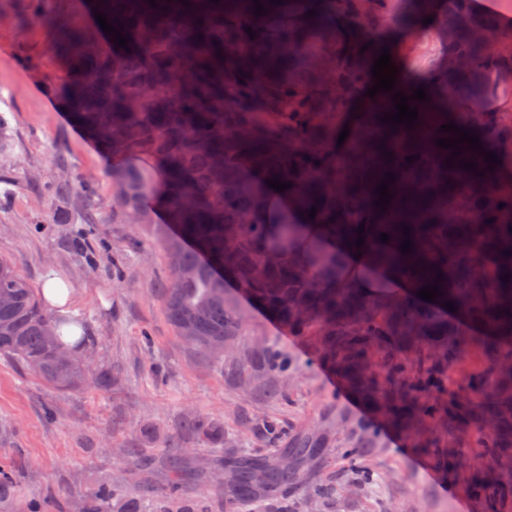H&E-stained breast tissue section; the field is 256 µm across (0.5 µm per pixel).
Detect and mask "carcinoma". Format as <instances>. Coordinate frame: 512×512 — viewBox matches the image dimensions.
Returning a JSON list of instances; mask_svg holds the SVG:
<instances>
[{
    "label": "carcinoma",
    "instance_id": "cac0c4a2",
    "mask_svg": "<svg viewBox=\"0 0 512 512\" xmlns=\"http://www.w3.org/2000/svg\"><path fill=\"white\" fill-rule=\"evenodd\" d=\"M53 2L28 0L32 19L55 28L64 65L61 82L48 90L116 163L112 223L130 217L162 245L169 276L161 299L176 335L220 361L217 346L245 335L244 297L296 335L317 337L323 359L391 424L411 430L446 409L448 422L477 426L484 454L507 458L512 372L502 367L512 362V114L455 111L457 101L483 96L480 74L492 59L502 60L501 83H512L507 30L487 42V21L470 16L466 0H260L263 16L252 0H156L154 8L149 0H78L107 14L114 28L125 27L124 49L98 23L53 11ZM311 10L315 16L306 17ZM425 15L447 29L456 71L469 78L437 68L428 100H408L418 110L413 128L393 129L381 122L396 112L391 101L362 103L380 54L362 47L371 27L390 20L410 30ZM449 122L477 135L485 150L504 153L507 170L487 172L484 156L467 143L455 158L436 145L454 138L440 131ZM411 155L419 159L407 161ZM464 156L477 171L458 167ZM389 172L393 197L383 212L376 187ZM272 179L292 187L278 192L267 184ZM314 207L308 223L326 233L345 231L355 240L364 227L366 266L393 271L411 295L355 288L336 252L300 238L295 214ZM404 239L412 252L400 251ZM433 284L442 292L435 301L417 295ZM58 328L30 283L0 257V356L59 390L118 378L91 373L62 346ZM420 344L450 368L478 345L490 371L470 375L464 396L449 399L441 374L422 373L408 396L407 354ZM385 353L394 361L382 387L367 366ZM180 429L224 434L198 415L182 419ZM334 432L329 419L267 457L230 451L225 481L214 491L232 508L287 494L306 482ZM161 458L173 487L196 479L181 450L164 449ZM472 490L495 499L507 486L475 483ZM85 503V512L132 507L104 488Z\"/></svg>",
    "mask_w": 512,
    "mask_h": 512
}]
</instances>
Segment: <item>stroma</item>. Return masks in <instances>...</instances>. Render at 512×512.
<instances>
[{"instance_id": "1", "label": "stroma", "mask_w": 512, "mask_h": 512, "mask_svg": "<svg viewBox=\"0 0 512 512\" xmlns=\"http://www.w3.org/2000/svg\"><path fill=\"white\" fill-rule=\"evenodd\" d=\"M54 41L52 28L30 18L27 0H0V257L36 289L51 269L71 280L90 368L117 370L119 379L58 391L0 357V466L13 473L0 512H84L86 495L102 484L126 486L139 512L203 498L208 512H230L209 493L222 445L267 455L268 425L285 438L336 415L343 437L369 438V447L326 449L306 488L244 512H512V491L492 501L470 488L482 476L512 483L511 460L485 471L468 427L390 425L361 406L315 337L290 334L263 309L243 306L249 356L239 367L207 360L176 336L161 303L168 271L159 245L136 224L83 221L88 186L97 212L112 213V160L46 90L63 76ZM61 178L69 190L48 205ZM190 413L219 422L223 442L181 436ZM169 440L203 480L174 492L160 459L128 465L130 449ZM356 464L370 471L369 484L350 486ZM321 485L333 492L317 502Z\"/></svg>"}]
</instances>
